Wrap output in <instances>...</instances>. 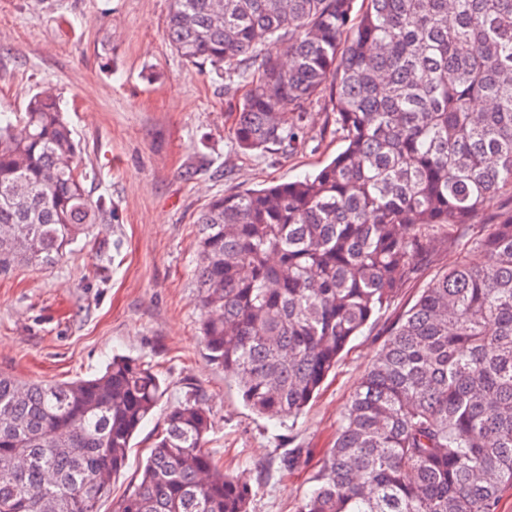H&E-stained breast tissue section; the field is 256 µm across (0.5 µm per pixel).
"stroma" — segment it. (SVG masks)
I'll list each match as a JSON object with an SVG mask.
<instances>
[{
	"label": "stroma",
	"instance_id": "35a3bbf8",
	"mask_svg": "<svg viewBox=\"0 0 512 512\" xmlns=\"http://www.w3.org/2000/svg\"><path fill=\"white\" fill-rule=\"evenodd\" d=\"M167 14L168 0H0V113L24 111L54 87L90 198L112 202L55 265L0 276V373L60 383L97 374L115 354L137 358L167 384L166 402L190 387L205 395L214 415L207 449L221 469L259 483L250 512H296L394 321L446 269L481 262L472 240L512 209V197L488 200L451 243L415 259L414 279L347 347L296 421L256 415L204 355L196 220L215 196L313 172L343 142L324 131L315 102L307 137L288 157L241 153L235 97L174 54ZM161 423L154 416L134 439L101 512L137 482Z\"/></svg>",
	"mask_w": 512,
	"mask_h": 512
}]
</instances>
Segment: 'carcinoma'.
I'll return each instance as SVG.
<instances>
[{
    "label": "carcinoma",
    "mask_w": 512,
    "mask_h": 512,
    "mask_svg": "<svg viewBox=\"0 0 512 512\" xmlns=\"http://www.w3.org/2000/svg\"><path fill=\"white\" fill-rule=\"evenodd\" d=\"M170 0L187 65L244 89L239 149L286 157L328 98L343 149L197 219L201 343L254 412L294 420L413 260L512 196V0ZM276 44L282 53L273 54ZM51 88L0 114V276L51 265L105 210ZM397 318L297 512H497L512 486V211ZM167 393L143 362L64 383L0 374V512H99ZM190 388L164 410L113 512H250L257 494L205 448Z\"/></svg>",
    "instance_id": "obj_1"
}]
</instances>
